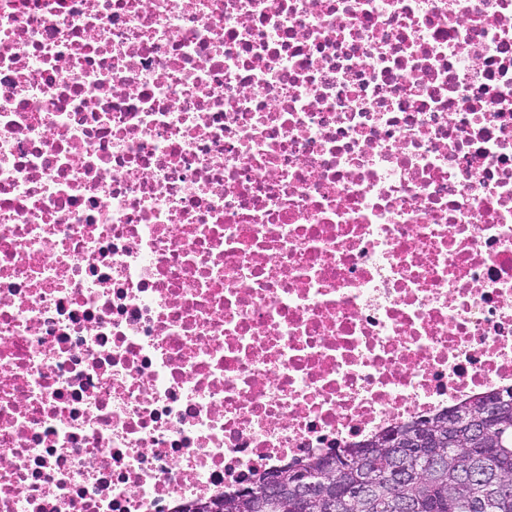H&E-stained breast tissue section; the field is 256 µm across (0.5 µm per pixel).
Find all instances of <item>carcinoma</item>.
<instances>
[{"instance_id":"1","label":"carcinoma","mask_w":512,"mask_h":512,"mask_svg":"<svg viewBox=\"0 0 512 512\" xmlns=\"http://www.w3.org/2000/svg\"><path fill=\"white\" fill-rule=\"evenodd\" d=\"M459 420L467 426L460 429L457 443L444 446L447 463L438 470L416 448L404 445L396 454L381 447L392 436L444 434ZM361 461L372 480L363 499L331 509L316 498L308 512H391L397 499L413 504V512H512V388L391 431L360 451L321 458L319 470L332 481L355 482ZM467 466L478 480L459 485L457 474ZM240 508L241 512H293L291 491L284 489L277 498L260 492Z\"/></svg>"}]
</instances>
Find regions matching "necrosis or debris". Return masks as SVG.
<instances>
[{"label": "necrosis or debris", "instance_id": "1", "mask_svg": "<svg viewBox=\"0 0 512 512\" xmlns=\"http://www.w3.org/2000/svg\"><path fill=\"white\" fill-rule=\"evenodd\" d=\"M509 388L512 0H0V512Z\"/></svg>", "mask_w": 512, "mask_h": 512}]
</instances>
